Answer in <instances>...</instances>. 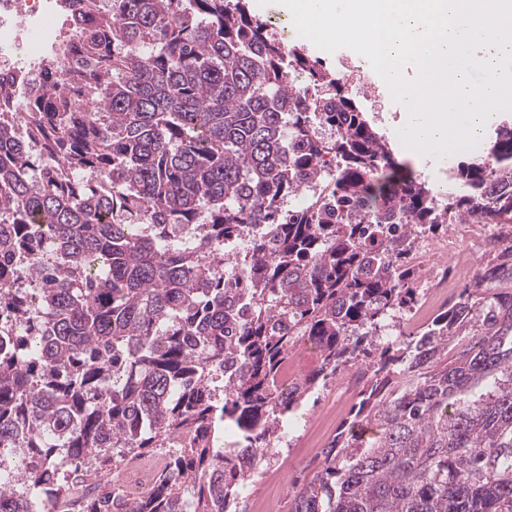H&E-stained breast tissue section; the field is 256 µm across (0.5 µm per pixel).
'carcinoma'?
Here are the masks:
<instances>
[{
    "mask_svg": "<svg viewBox=\"0 0 512 512\" xmlns=\"http://www.w3.org/2000/svg\"><path fill=\"white\" fill-rule=\"evenodd\" d=\"M81 2L96 80L76 95L66 68L47 76L26 137L0 115V448L31 449L0 471L173 448L145 494L96 493L84 512H240L282 425L368 364L358 430L288 512H512V248L420 335L376 340L416 302L407 238L512 229V121L495 117L493 163L452 165L444 194L246 0ZM27 81L4 73L0 101ZM300 339L320 364L284 394ZM218 423L245 445L216 446ZM44 499L0 482V512Z\"/></svg>",
    "mask_w": 512,
    "mask_h": 512,
    "instance_id": "carcinoma-1",
    "label": "carcinoma"
}]
</instances>
